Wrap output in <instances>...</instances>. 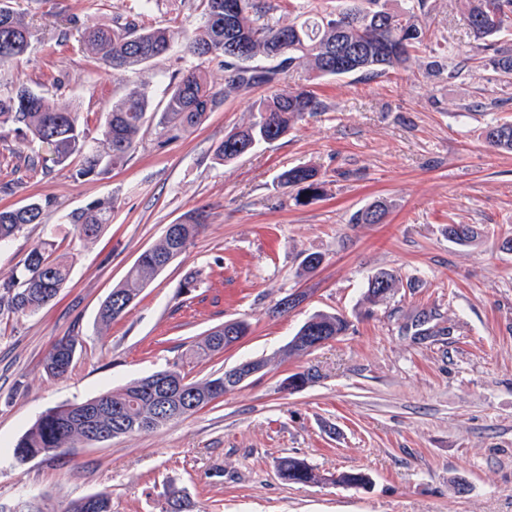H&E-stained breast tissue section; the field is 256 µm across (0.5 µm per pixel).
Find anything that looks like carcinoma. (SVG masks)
<instances>
[{
    "mask_svg": "<svg viewBox=\"0 0 512 512\" xmlns=\"http://www.w3.org/2000/svg\"><path fill=\"white\" fill-rule=\"evenodd\" d=\"M226 0H199L203 21L189 34L170 25L141 28L135 20H127L110 28L88 25L84 38L104 69L119 74L138 69L172 51L175 42L184 40V52L201 62L220 63L224 68V86L208 83L200 65L179 70L165 89L162 111H150V100L140 89L112 103L100 127V138L90 137L88 122L75 112L52 107L46 97L24 83L0 92V126H10L22 134H31L46 155L31 156L27 167L62 165L81 159L78 174L101 175L124 163L136 150L140 134L149 121L156 122L160 134L170 138L202 125L216 106L241 90L264 88L253 119L245 126L231 130L216 148V158L231 162L245 155L243 148H256L285 136L308 113L322 112L318 97L304 87L286 84L287 73L296 65L307 66L306 80L347 76L358 72L383 76L406 67L412 53L427 47L426 0H402L398 10L387 6V0H343L336 12L322 14L314 0H300L296 8L302 20L287 24L276 17L280 8L268 0H239L234 21L224 27ZM464 16L470 34L476 41V52L493 51L497 68L512 76V48L500 45L501 37L512 31V0H464ZM243 41L244 58L231 55L226 42ZM31 46V32L12 6V0H0V64L21 60ZM258 59L269 64L256 66ZM489 147L512 151V123H493L485 129ZM280 185L297 187L312 198L318 196L321 181L317 170L294 166L280 175ZM53 206L49 197L34 200L18 208L0 209V244L11 240L27 224H41ZM114 201L99 200L72 217L79 238L97 239L112 222ZM388 212L386 202L376 200L352 218L354 224H378ZM207 212L196 209L179 224L167 225L163 235L145 250L129 269L125 281L112 289L101 304L98 319L107 325L126 314L140 291L149 286L170 262L183 255L204 232ZM448 238L468 246L478 237L472 224H450ZM58 244L44 239L34 246L21 269L0 279V314L23 316L52 303L69 280L68 257L54 256ZM398 275L380 270L368 277L364 300L372 306L388 303L399 288ZM350 323L341 314L316 313L297 330L284 349L288 357L312 350L322 337L337 338L345 334ZM248 324L242 320L212 328L196 354L209 355L228 347L229 333L243 337ZM76 339L56 341L45 357L46 373L53 377L66 375L73 363ZM264 360L242 362L221 375L205 381H192L176 366L157 372L167 381L163 393L151 390L154 375L137 379L119 390L107 391L83 402L67 403L47 409L21 436L14 446V457L23 462L32 452H64L88 438L89 422L84 414L96 408L95 425L109 437L125 436L162 427L191 416L233 391L227 385L240 370L261 371ZM310 371H298L283 381V389L294 392L313 381ZM278 473L295 484H333L364 487L370 478L362 472L321 475L303 458L284 456L278 460ZM194 503L178 488L165 494L162 512H193Z\"/></svg>",
    "mask_w": 512,
    "mask_h": 512,
    "instance_id": "cac0c4a2",
    "label": "carcinoma"
}]
</instances>
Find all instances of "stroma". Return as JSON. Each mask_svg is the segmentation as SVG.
<instances>
[{
  "label": "stroma",
  "mask_w": 512,
  "mask_h": 512,
  "mask_svg": "<svg viewBox=\"0 0 512 512\" xmlns=\"http://www.w3.org/2000/svg\"><path fill=\"white\" fill-rule=\"evenodd\" d=\"M33 31L19 62L0 68V89L23 82L90 129L129 89L154 107L184 62L178 53L122 75L105 72L84 43L94 22L117 18L193 29L196 0H16ZM432 49L388 76L353 75L314 84L325 111L286 136L220 163L217 146L247 125L258 89L233 94L197 129L177 138L144 135L123 165L96 177L75 166L21 170L39 144L0 134V209L52 197L43 223L23 226L0 247L6 277L46 234L73 254L58 298L36 313L0 317V512H67L105 492L112 512H160L169 487L198 512H512V152L489 147L488 124L512 122V79L491 59L468 60L471 37L460 0H427ZM460 75L449 76L451 67ZM296 165L315 168L319 198L280 187ZM113 199L112 222L94 243L72 214ZM377 199L379 224L351 216ZM197 208L209 226L144 288L126 314L104 325L102 302L170 224ZM450 224L482 232L463 247ZM319 252L312 273L301 261ZM385 269L401 285L390 304L365 315L368 275ZM199 277L195 290L183 283ZM299 293L284 315L272 307ZM317 312L351 327L329 343L287 357L300 325ZM228 320L250 331L210 359L192 346ZM78 340L70 372L49 376L44 358L64 337ZM267 367L192 416L65 453L17 463L13 447L49 408L81 402L178 363L203 381L236 364ZM312 383L283 390L288 375ZM320 473L360 471L365 487L293 484L284 456Z\"/></svg>",
  "instance_id": "1"
}]
</instances>
